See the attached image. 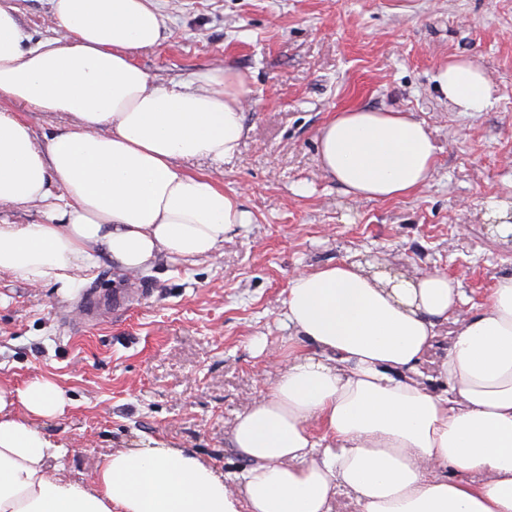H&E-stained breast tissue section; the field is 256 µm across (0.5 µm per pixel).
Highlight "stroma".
I'll return each mask as SVG.
<instances>
[{"instance_id":"stroma-1","label":"stroma","mask_w":512,"mask_h":512,"mask_svg":"<svg viewBox=\"0 0 512 512\" xmlns=\"http://www.w3.org/2000/svg\"><path fill=\"white\" fill-rule=\"evenodd\" d=\"M14 7L32 42L53 38L51 0ZM159 45L136 60L160 84L216 66L245 80L248 133L214 168L250 216L211 255H160L128 273L101 260L62 292L0 276V386L55 381L70 403L35 426L70 453L66 479L94 486L103 455L161 440L234 475L230 430L269 392L289 336L282 302L299 271L343 258L406 278L456 279L461 312L512 276V245L484 203H512V0H156ZM466 57L494 88L481 112L458 111L435 76ZM397 111L423 121L437 147L428 184L392 200H355L318 167L316 138L337 112ZM134 293L86 323L88 294ZM267 348L256 353L253 341Z\"/></svg>"}]
</instances>
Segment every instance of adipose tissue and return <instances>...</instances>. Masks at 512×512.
Returning <instances> with one entry per match:
<instances>
[{
	"instance_id": "adipose-tissue-1",
	"label": "adipose tissue",
	"mask_w": 512,
	"mask_h": 512,
	"mask_svg": "<svg viewBox=\"0 0 512 512\" xmlns=\"http://www.w3.org/2000/svg\"><path fill=\"white\" fill-rule=\"evenodd\" d=\"M52 9L55 37L33 45L0 6V210L36 204L45 218L0 224V274L67 290L104 257L137 271L161 253L209 256L250 217L184 166L235 154L244 80L227 68L156 84L134 60L161 40L153 0ZM436 82L459 111L491 102L470 60ZM21 108L70 123L41 144ZM435 161L429 130L403 112H340L317 137L320 170L357 199L410 195ZM462 302L436 272L406 279L344 259L294 274L276 380L230 431L245 462L232 485L160 441L105 455L96 488L54 477L69 450L34 422L64 412L63 390L44 377L0 387V512H332L340 489L360 512H512V277L496 278L474 315L458 317ZM453 315L435 391L419 365Z\"/></svg>"
}]
</instances>
